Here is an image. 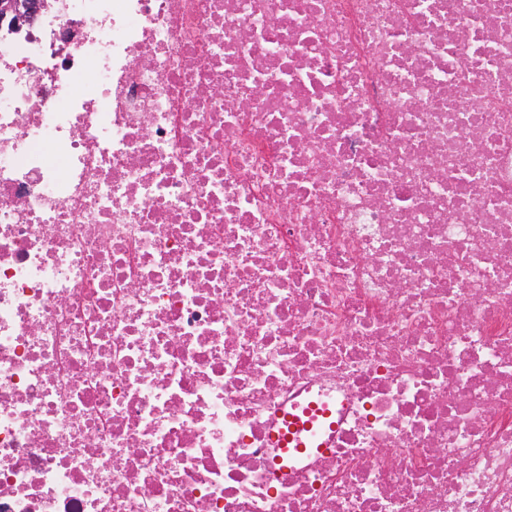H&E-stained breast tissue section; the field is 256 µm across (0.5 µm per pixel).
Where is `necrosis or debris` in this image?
Here are the masks:
<instances>
[{"instance_id": "necrosis-or-debris-1", "label": "necrosis or debris", "mask_w": 512, "mask_h": 512, "mask_svg": "<svg viewBox=\"0 0 512 512\" xmlns=\"http://www.w3.org/2000/svg\"><path fill=\"white\" fill-rule=\"evenodd\" d=\"M0 512H512V0L0 25ZM323 409L309 406L301 411V414L285 415V428H280L271 435V442L275 448H281L282 452L288 453L291 448L297 453H303L308 448L324 452L329 445V441L317 433L315 423L318 416L329 417L330 411L327 406Z\"/></svg>"}]
</instances>
